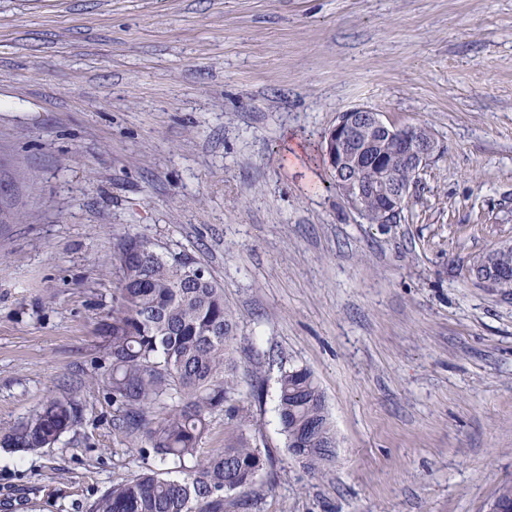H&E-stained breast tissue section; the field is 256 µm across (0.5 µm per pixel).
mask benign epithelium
I'll return each mask as SVG.
<instances>
[{"instance_id":"7a95c632","label":"benign epithelium","mask_w":512,"mask_h":512,"mask_svg":"<svg viewBox=\"0 0 512 512\" xmlns=\"http://www.w3.org/2000/svg\"><path fill=\"white\" fill-rule=\"evenodd\" d=\"M324 139L336 188L370 224L397 221L408 201L410 185L398 183L395 167L399 165L416 177L440 151L429 127L387 124L379 113L364 107L342 113ZM388 142L394 146L393 157L383 150ZM367 170L375 174L370 181L362 180ZM370 200L374 202L372 207L368 205ZM480 281L490 288H509L512 273L486 260Z\"/></svg>"}]
</instances>
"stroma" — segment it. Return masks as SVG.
Listing matches in <instances>:
<instances>
[{"instance_id": "35a3bbf8", "label": "stroma", "mask_w": 512, "mask_h": 512, "mask_svg": "<svg viewBox=\"0 0 512 512\" xmlns=\"http://www.w3.org/2000/svg\"><path fill=\"white\" fill-rule=\"evenodd\" d=\"M358 106L441 147L394 224L324 159ZM0 185V428L82 406L0 448V512H87L144 467L99 380L127 233L224 287L273 459L254 512H490L512 484V288L471 273L512 247V0H0ZM289 368L325 397L320 473L285 448ZM77 391L62 398H51L26 420L0 429V443L16 451H34L55 443L80 418Z\"/></svg>"}]
</instances>
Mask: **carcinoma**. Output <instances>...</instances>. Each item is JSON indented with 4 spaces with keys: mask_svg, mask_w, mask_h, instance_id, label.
<instances>
[{
    "mask_svg": "<svg viewBox=\"0 0 512 512\" xmlns=\"http://www.w3.org/2000/svg\"><path fill=\"white\" fill-rule=\"evenodd\" d=\"M197 267L190 254L165 255L139 235L128 234L114 247L118 284L109 321L100 326L111 358L103 376L129 445L166 468L149 466L113 484L89 512H251L255 504L252 487L270 458L251 447L246 417L236 406V323L224 287L210 277L204 283L189 278L187 270ZM319 394L307 369L281 373L277 413L285 438L298 436L311 419L333 432ZM220 414L233 421L232 432L221 451L202 459L199 443ZM79 418L73 391L1 428L0 443L34 451L56 442ZM332 461L319 450L298 459L314 473Z\"/></svg>",
    "mask_w": 512,
    "mask_h": 512,
    "instance_id": "obj_1",
    "label": "carcinoma"
}]
</instances>
